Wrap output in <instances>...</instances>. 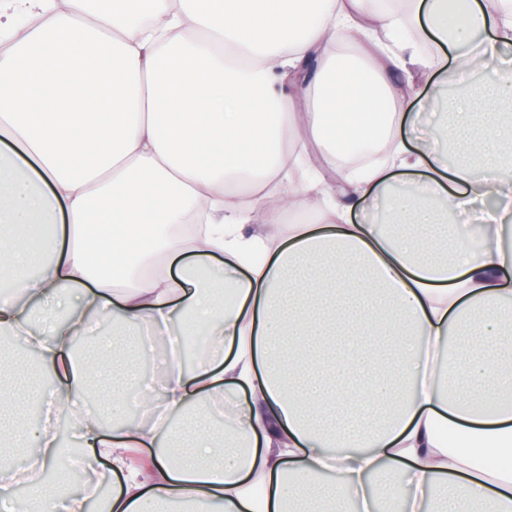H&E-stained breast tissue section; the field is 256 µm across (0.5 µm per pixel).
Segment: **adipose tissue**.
<instances>
[{"label":"adipose tissue","mask_w":512,"mask_h":512,"mask_svg":"<svg viewBox=\"0 0 512 512\" xmlns=\"http://www.w3.org/2000/svg\"><path fill=\"white\" fill-rule=\"evenodd\" d=\"M19 19L0 48V328L59 380L30 397L124 474L108 512H298L326 473L345 501L388 468L407 512L437 490L512 512V359L492 344L512 335V0H13L0 27ZM459 72L453 121L417 135ZM371 200L390 217L354 221ZM302 211L317 223H283ZM440 213L439 236L399 230ZM38 219L51 233L19 248ZM330 250L366 287L289 280ZM108 319L208 348L140 381L162 417L107 441L82 401L112 343L77 359L73 340ZM377 336L400 347L392 384L294 388L328 359L359 380ZM0 438L29 472L59 465L2 392Z\"/></svg>","instance_id":"obj_1"}]
</instances>
